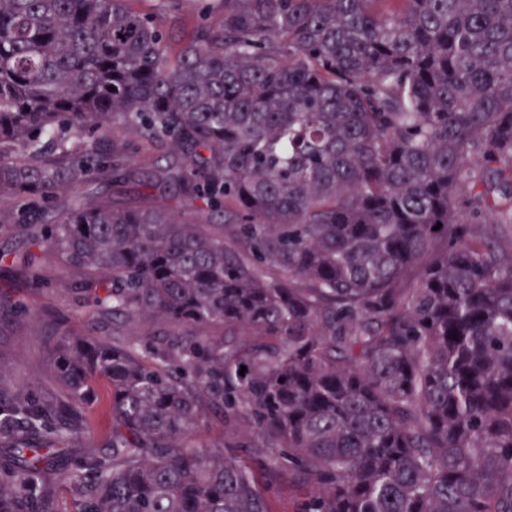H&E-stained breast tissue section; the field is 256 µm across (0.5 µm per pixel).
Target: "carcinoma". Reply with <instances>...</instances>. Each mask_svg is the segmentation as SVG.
Wrapping results in <instances>:
<instances>
[{"label":"carcinoma","mask_w":512,"mask_h":512,"mask_svg":"<svg viewBox=\"0 0 512 512\" xmlns=\"http://www.w3.org/2000/svg\"><path fill=\"white\" fill-rule=\"evenodd\" d=\"M183 29L0 0V200L112 324L51 353L76 407L109 383L108 451L61 458L83 425L0 395V512L62 486L271 512L239 448L288 462L301 512H512V0H224ZM118 128L176 157L132 170ZM107 170L148 201L55 204ZM149 313L170 330L121 337Z\"/></svg>","instance_id":"carcinoma-1"}]
</instances>
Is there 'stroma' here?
<instances>
[{
    "label": "stroma",
    "mask_w": 512,
    "mask_h": 512,
    "mask_svg": "<svg viewBox=\"0 0 512 512\" xmlns=\"http://www.w3.org/2000/svg\"><path fill=\"white\" fill-rule=\"evenodd\" d=\"M14 202L0 200V388L14 394L37 396L56 403L67 397L58 386L50 363L57 333L111 342L112 332L91 304L73 290V276L52 253H40L35 272L13 263L12 252L23 250L32 228L11 221ZM109 385L97 381L91 406L84 415L90 424L82 443L65 446L64 456L75 457L88 449L105 447L112 434L108 411ZM266 449L252 448L245 462L258 484L270 492L272 512H300L305 500L285 468L264 464Z\"/></svg>",
    "instance_id": "35a3bbf8"
}]
</instances>
